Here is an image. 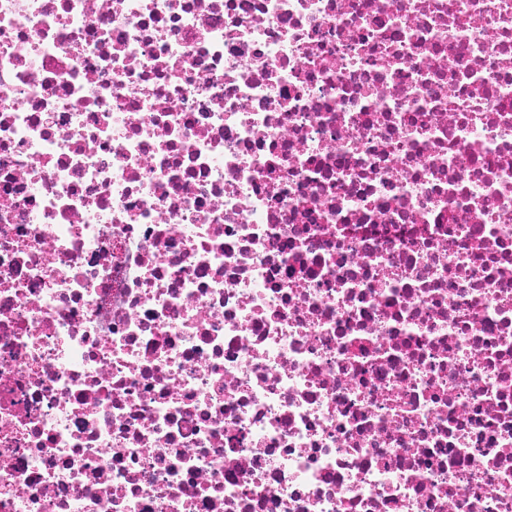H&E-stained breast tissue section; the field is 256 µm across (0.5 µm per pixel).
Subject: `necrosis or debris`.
Listing matches in <instances>:
<instances>
[{
	"label": "necrosis or debris",
	"mask_w": 512,
	"mask_h": 512,
	"mask_svg": "<svg viewBox=\"0 0 512 512\" xmlns=\"http://www.w3.org/2000/svg\"><path fill=\"white\" fill-rule=\"evenodd\" d=\"M0 512H512V0H0Z\"/></svg>",
	"instance_id": "necrosis-or-debris-1"
}]
</instances>
